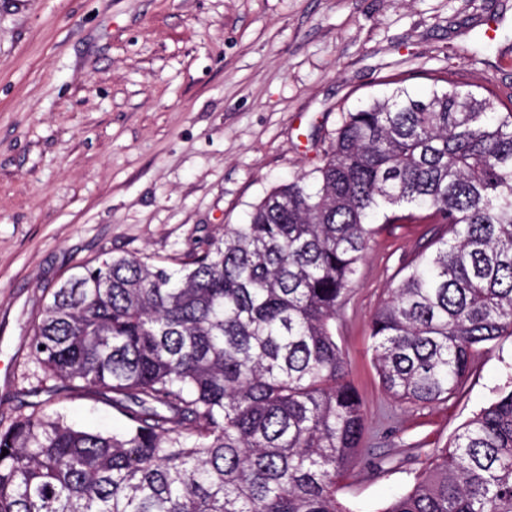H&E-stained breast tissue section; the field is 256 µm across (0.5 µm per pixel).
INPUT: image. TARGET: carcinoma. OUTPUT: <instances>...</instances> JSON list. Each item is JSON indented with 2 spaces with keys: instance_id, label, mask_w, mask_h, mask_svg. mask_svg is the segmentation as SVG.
Returning a JSON list of instances; mask_svg holds the SVG:
<instances>
[{
  "instance_id": "obj_1",
  "label": "carcinoma",
  "mask_w": 512,
  "mask_h": 512,
  "mask_svg": "<svg viewBox=\"0 0 512 512\" xmlns=\"http://www.w3.org/2000/svg\"><path fill=\"white\" fill-rule=\"evenodd\" d=\"M390 84L245 223L183 255L82 265L51 292L34 360L122 427L18 415L0 428V512H350L337 493L366 414L333 322L378 223L443 228L370 324L395 399H448L512 336V110L451 81ZM381 512H512V389Z\"/></svg>"
}]
</instances>
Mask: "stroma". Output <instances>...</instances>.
<instances>
[{"label": "stroma", "mask_w": 512, "mask_h": 512, "mask_svg": "<svg viewBox=\"0 0 512 512\" xmlns=\"http://www.w3.org/2000/svg\"><path fill=\"white\" fill-rule=\"evenodd\" d=\"M402 75L512 93V0H0V426L38 406L116 429L31 357L53 288L108 255L182 254L320 165L343 109ZM438 227L380 224L336 318L367 416L351 512H380L512 384V337L448 400L386 393L369 324ZM381 462V473L369 464Z\"/></svg>", "instance_id": "1"}]
</instances>
